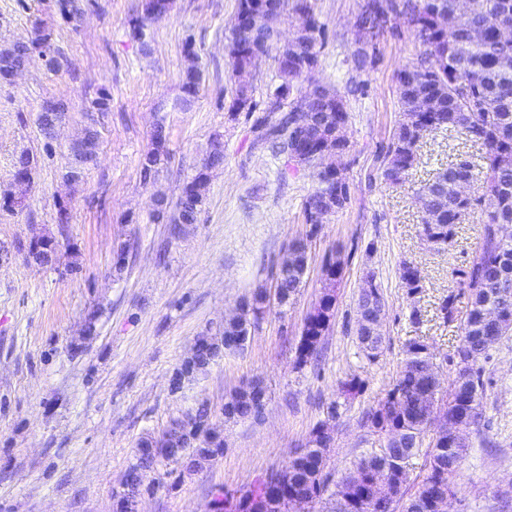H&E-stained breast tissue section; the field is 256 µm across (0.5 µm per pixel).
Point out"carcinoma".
<instances>
[{
  "label": "carcinoma",
  "instance_id": "carcinoma-1",
  "mask_svg": "<svg viewBox=\"0 0 512 512\" xmlns=\"http://www.w3.org/2000/svg\"><path fill=\"white\" fill-rule=\"evenodd\" d=\"M394 19H407L420 42L421 50L415 65L396 76L402 119L395 129L383 158L381 177L388 184L400 183L418 161L420 130L428 132L455 131L465 141L483 148L482 164L476 165L460 155L439 170L432 181L418 191L424 213L423 236L433 243L446 245L455 236L456 226L463 223L481 203V199L459 195L454 177L458 163H465V176L482 182L485 194L496 201V208L484 212L481 240L468 270L461 273V295L467 297L466 310L456 306L457 295L451 293L438 304L443 322L460 320L461 342L455 353L456 368L448 380L446 397L431 381V360L427 343L415 339L406 345L405 358L386 397L369 409L363 424L375 433L391 435L402 443L400 447H385L354 462L341 482L332 484L331 473L322 461L320 427L313 428L307 444L296 450V467L282 484L254 482L239 499L224 493L215 499L216 512H289L290 501L312 495L319 501L329 495L334 501L331 512H390L383 500H375L381 486L388 484L400 495L401 508L411 509L414 497L429 501L455 485L453 463L462 464L468 448V431L477 424L484 380L476 367L477 358L490 346L512 335V236L500 231L501 219L512 218V42L499 37L500 29L512 27V0H475L468 8L457 0H378ZM167 9V0H145L141 14L131 20L133 38L142 40L144 21L154 20ZM298 16L296 25L301 41V57L320 56L324 26L315 17L310 0H239L237 17L244 15L255 20L246 37L232 36L229 46L232 74L238 85L232 111L251 113L257 110L253 100L249 75L252 55L263 49L274 50L273 37L284 10ZM50 35L40 34L30 42L16 43L0 49V80L8 81L36 49L48 48ZM281 83L268 97L267 112H278L273 121L261 119L256 129L261 137L275 147L278 154L291 146L300 155L299 163L315 167L317 187L305 204L310 211L315 202L329 195L339 207L349 200L350 185L345 169L338 167L335 153L321 141L300 136L302 116L299 105L306 107L308 117L318 120L334 141H339L340 128L347 126L349 112L338 91L317 79L319 70L304 71L294 65L284 66L274 55ZM200 72L189 67L183 78V90L192 97L197 94ZM314 84L313 95L302 99L303 84ZM164 126H156L151 149L143 156L141 173L149 179L168 159L162 142ZM98 132L86 129L79 144L71 148L74 164L83 168L96 158ZM224 164V143L214 138L209 152L195 177L185 184L171 217L173 224H194L204 201L209 172ZM33 157L21 153L14 164V192L3 197V207L13 209L25 204L31 183ZM59 242L53 237L39 235L29 244L30 251L43 256L41 264L55 263ZM306 244L294 240L288 246L283 262L292 270L308 263ZM339 257L324 263L325 292L318 308L308 317L298 347L297 362L308 363L316 357L321 337L327 330L334 306V288L340 277ZM401 279L408 294L422 290L418 269L409 264L402 267ZM385 309V301L374 275L367 276L357 299V312L365 308ZM265 295L261 291L243 299L241 319L259 322L266 312ZM239 332V325L227 323L215 335L224 337V344L203 337L205 362L212 364L235 351L230 340ZM360 349L370 360L383 350L386 336L374 342L365 338L362 326L356 327ZM234 417L240 420L260 419V408L266 403V390L259 380L247 384V393L236 390ZM443 409L448 418L467 425L459 438L439 436L434 431V410ZM430 438L427 450V474L418 489L408 493L411 483L412 458L419 452L425 438ZM224 454V438L214 432L198 445L192 440L169 446L164 435L144 437L137 444L135 467L143 474L152 473L163 460L175 466L199 467L205 455Z\"/></svg>",
  "mask_w": 512,
  "mask_h": 512
}]
</instances>
